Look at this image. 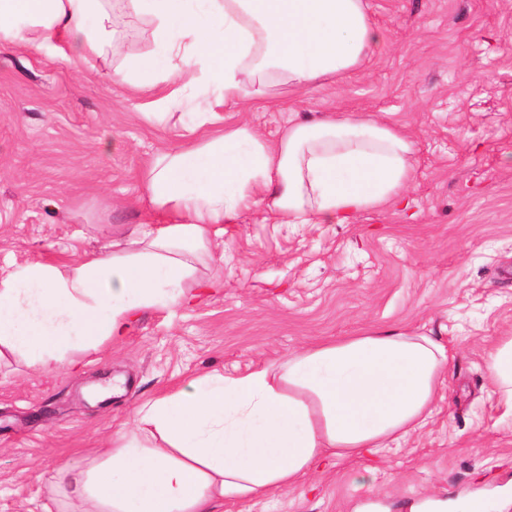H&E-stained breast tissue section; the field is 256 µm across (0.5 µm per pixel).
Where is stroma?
Returning <instances> with one entry per match:
<instances>
[{"label": "stroma", "mask_w": 512, "mask_h": 512, "mask_svg": "<svg viewBox=\"0 0 512 512\" xmlns=\"http://www.w3.org/2000/svg\"><path fill=\"white\" fill-rule=\"evenodd\" d=\"M378 57L345 82L286 92L269 109L224 111L267 140L289 122L363 112L415 143L407 208L352 224H275L261 210L224 227V256L200 263L209 293L135 313L127 333L74 353L76 368L0 360V512H92L54 504L58 468L80 471L132 427L145 399L211 371L279 363L363 330L426 332L451 355L426 425L392 448L337 461L222 512H351L376 501L512 498V411L487 360L512 336V0H368ZM108 60L70 64L0 48V275L108 252L153 209L141 180L184 143L178 119L147 121L151 96L112 70L153 47L113 8Z\"/></svg>", "instance_id": "obj_1"}]
</instances>
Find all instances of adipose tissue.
<instances>
[{"mask_svg":"<svg viewBox=\"0 0 512 512\" xmlns=\"http://www.w3.org/2000/svg\"><path fill=\"white\" fill-rule=\"evenodd\" d=\"M153 48L115 67L113 84L167 87L162 111L197 93L201 141L159 154L143 183L160 223L137 225L105 255L66 267L27 263L0 278V348L32 364L123 336L134 311L195 288L225 225L263 207L279 224H350L402 202L410 138L360 114L289 124L268 142L219 111L271 102L278 85L311 92L371 60L381 34L365 0H123ZM112 0H0V46L69 62L112 51ZM448 350L426 334L366 330L322 341L241 376L213 371L147 399L132 433L73 477L94 512H221L299 484L317 465L405 438L432 413ZM496 393L512 405V336L490 351Z\"/></svg>","mask_w":512,"mask_h":512,"instance_id":"adipose-tissue-1","label":"adipose tissue"}]
</instances>
